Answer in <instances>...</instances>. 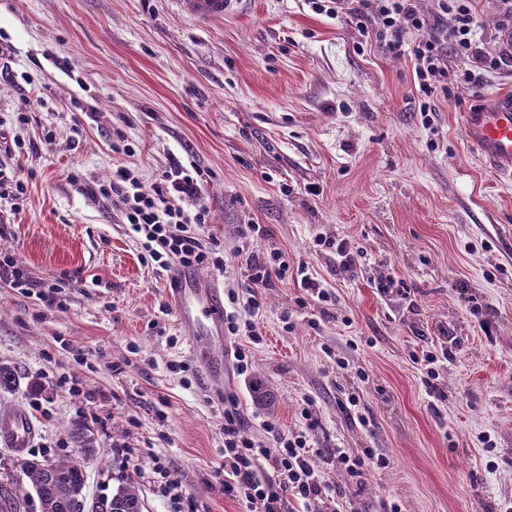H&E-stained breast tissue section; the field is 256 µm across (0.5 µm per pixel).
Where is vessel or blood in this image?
I'll use <instances>...</instances> for the list:
<instances>
[{"instance_id":"1","label":"vessel or blood","mask_w":512,"mask_h":512,"mask_svg":"<svg viewBox=\"0 0 512 512\" xmlns=\"http://www.w3.org/2000/svg\"><path fill=\"white\" fill-rule=\"evenodd\" d=\"M184 12L198 21L221 19L237 12L242 0H179ZM467 143L482 162L512 178V94L500 96L462 116ZM172 297L182 326L190 335L211 336L224 325V301L211 280L182 269L171 275ZM31 422L24 412L0 420V435L14 447H27Z\"/></svg>"}]
</instances>
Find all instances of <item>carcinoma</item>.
Returning <instances> with one entry per match:
<instances>
[{
  "mask_svg": "<svg viewBox=\"0 0 512 512\" xmlns=\"http://www.w3.org/2000/svg\"><path fill=\"white\" fill-rule=\"evenodd\" d=\"M87 452L89 449L79 448L54 461L35 456L18 459L17 468L24 479L7 482V491L0 487V512H23L32 491L41 512H143L139 490L130 483L118 486L108 498L88 501L81 461Z\"/></svg>",
  "mask_w": 512,
  "mask_h": 512,
  "instance_id": "carcinoma-1",
  "label": "carcinoma"
}]
</instances>
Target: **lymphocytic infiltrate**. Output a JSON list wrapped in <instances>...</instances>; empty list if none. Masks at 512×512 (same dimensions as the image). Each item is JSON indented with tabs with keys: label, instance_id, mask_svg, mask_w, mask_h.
I'll use <instances>...</instances> for the list:
<instances>
[{
	"label": "lymphocytic infiltrate",
	"instance_id": "1",
	"mask_svg": "<svg viewBox=\"0 0 512 512\" xmlns=\"http://www.w3.org/2000/svg\"><path fill=\"white\" fill-rule=\"evenodd\" d=\"M311 4L317 13L355 22L392 56L409 57L414 84L425 98L421 108L425 114L431 110L430 98L449 85L470 89L484 72L512 67V49L485 48L474 0H435L430 14L420 8L419 0H311ZM199 175L197 168L176 159L154 182L122 167L112 180L96 187L139 240L142 263L153 266L157 274L168 275L177 268L224 270L223 246L201 233L209 209L199 200ZM186 197L194 199L192 209L182 207ZM259 230V225L246 224L239 231L236 255L245 261L248 284L244 291L228 293L224 309V333L237 339L229 356L241 375L252 367V346L262 341L252 321L262 306V290L288 275L284 254L260 256L249 249ZM301 417L303 424L295 429L274 419L263 420L264 435L259 438L247 432L236 397L225 395L224 461L216 473L223 478L225 494L245 501L249 512H293L296 504L303 512H312V505L318 503L325 512H343L335 489L312 463L316 421L306 408Z\"/></svg>",
	"mask_w": 512,
	"mask_h": 512
}]
</instances>
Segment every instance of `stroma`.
Listing matches in <instances>:
<instances>
[{"instance_id": "obj_1", "label": "stroma", "mask_w": 512, "mask_h": 512, "mask_svg": "<svg viewBox=\"0 0 512 512\" xmlns=\"http://www.w3.org/2000/svg\"><path fill=\"white\" fill-rule=\"evenodd\" d=\"M1 67L12 151L0 164L26 191L19 210H0V250L33 279H58L59 304L0 283V364L18 381L0 390V418L20 407L33 423L26 448L0 439V482L17 457L54 460L82 437L89 498L131 481L144 512H172L157 456L197 512H247L214 476L232 393L258 437L263 419L292 428L311 405L315 462L345 512H512V181L461 126L512 91V67L437 97L425 118L410 60L308 0H243L205 27L174 0H0ZM118 132L134 156L113 153ZM173 157L202 173L207 234L230 250L242 225H261L255 252H282L333 295L312 300L296 275L264 289L248 375L228 361L215 377L193 354L167 278L93 192L120 166L154 182ZM336 238L354 273L325 247ZM387 276L406 292L380 293ZM337 448L390 464L356 485L332 464Z\"/></svg>"}]
</instances>
